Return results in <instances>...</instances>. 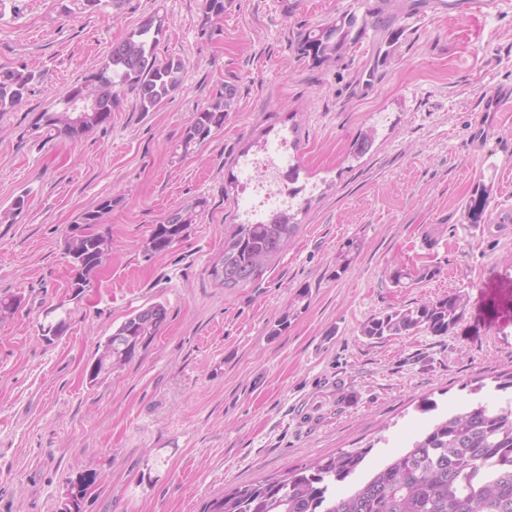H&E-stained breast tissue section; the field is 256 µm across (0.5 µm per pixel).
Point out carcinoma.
Wrapping results in <instances>:
<instances>
[{"mask_svg": "<svg viewBox=\"0 0 512 512\" xmlns=\"http://www.w3.org/2000/svg\"><path fill=\"white\" fill-rule=\"evenodd\" d=\"M365 19L344 13L336 20L306 31L298 51L315 64L336 60L355 43ZM164 19L151 15L112 46L103 67L68 94L79 92L97 102L87 113L84 127L74 123L75 113L62 107L44 112L43 125L59 135L77 138L109 122L121 96L135 94L143 112L158 106L182 80L183 62L156 55ZM35 79L33 73L0 68V112L20 104ZM237 88L224 85L212 105L196 113L186 128L183 143L202 144L224 126L235 103ZM376 129L369 128L353 144L360 158L374 145ZM489 207V192H473L466 215L479 223ZM287 212L272 215L264 224H237L224 240V287H243L263 274L266 264L288 242L296 225ZM193 212H171L157 225L152 255L171 248V240L183 237L192 224ZM111 250L108 236L90 232L66 237V253L81 261L85 277L91 278ZM467 300L456 292L374 316L360 329L370 339L410 335L423 330L435 336L450 333L465 317ZM167 320L166 308L154 304L128 316L112 335L123 345L112 351V369L130 363L158 335ZM473 399L456 412L442 413L414 437L407 449L372 473L350 494L338 497L331 489L351 478L362 466L371 448L341 450L316 460L309 467L291 470L282 477L235 488L212 499L204 512H512V372L494 377L493 385L479 380L470 386ZM95 483L92 474L71 483L64 512H80L82 501Z\"/></svg>", "mask_w": 512, "mask_h": 512, "instance_id": "carcinoma-1", "label": "carcinoma"}]
</instances>
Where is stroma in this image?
<instances>
[{"instance_id":"obj_1","label":"stroma","mask_w":512,"mask_h":512,"mask_svg":"<svg viewBox=\"0 0 512 512\" xmlns=\"http://www.w3.org/2000/svg\"><path fill=\"white\" fill-rule=\"evenodd\" d=\"M435 0H0V67L35 75L0 113V293L22 304L0 321V512H60L72 481L96 482L81 512H202L224 491L369 448L390 462L468 383L512 370V111L487 112L512 89V10L443 16ZM353 12L359 40L333 63L301 56L299 36ZM164 19L158 59L182 58L180 86L153 110L134 94L107 124L55 137V110L152 14ZM238 101L222 130L184 145L196 112L225 84ZM376 126L361 159L351 147ZM298 143L299 183L316 184L298 229L262 277L241 288L212 278L224 237L246 206L242 151ZM490 191L482 224L464 203ZM111 200L101 209L103 200ZM196 211L183 240L144 253L154 225ZM98 211L112 248L92 288L72 299L69 225ZM359 246L346 271L338 255ZM435 269L418 284L398 270ZM469 298L445 336L386 340L371 317L450 292ZM168 319L122 369L88 385L105 339L152 304ZM67 332L40 326L57 305ZM286 328H279L280 320Z\"/></svg>"}]
</instances>
